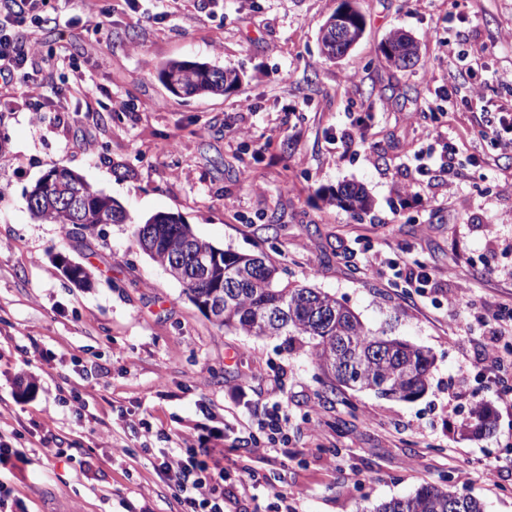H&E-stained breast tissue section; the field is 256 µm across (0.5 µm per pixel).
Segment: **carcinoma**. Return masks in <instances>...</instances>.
I'll list each match as a JSON object with an SVG mask.
<instances>
[{
    "label": "carcinoma",
    "mask_w": 512,
    "mask_h": 512,
    "mask_svg": "<svg viewBox=\"0 0 512 512\" xmlns=\"http://www.w3.org/2000/svg\"><path fill=\"white\" fill-rule=\"evenodd\" d=\"M404 51L402 33L390 35L383 54L395 68ZM160 78L170 91L179 86L194 95H222L239 84L233 69L206 62L172 60L160 69ZM74 190L82 193L85 224H98L107 219L113 224H135L134 242L142 246L144 224L161 225L160 242L151 256L156 263L170 260L182 243L188 225L176 223L173 214H157L146 223H134L130 214L115 200L106 203L84 179L62 167L49 185L35 184L31 194L43 205L30 210L31 216L43 223L60 227L63 238L76 237L71 213L53 204L56 197ZM327 203L355 213L368 210L371 201L364 189L346 183L330 192ZM224 282V320L217 326L247 336H300L312 345V359L330 377V387L372 389L382 397L411 400L428 389L433 358L423 349L398 339L373 334L360 318L334 296L305 285L285 283L280 270L267 255L260 252L224 251L221 265L212 279H190L185 293L194 298H209L214 284ZM372 512H484L480 500L467 494L450 492L442 486L427 483L414 494L394 498L376 505Z\"/></svg>",
    "instance_id": "1"
}]
</instances>
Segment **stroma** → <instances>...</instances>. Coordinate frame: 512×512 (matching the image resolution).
I'll return each instance as SVG.
<instances>
[{
	"instance_id": "stroma-1",
	"label": "stroma",
	"mask_w": 512,
	"mask_h": 512,
	"mask_svg": "<svg viewBox=\"0 0 512 512\" xmlns=\"http://www.w3.org/2000/svg\"><path fill=\"white\" fill-rule=\"evenodd\" d=\"M344 1L50 0L69 23L36 24L34 36L65 55L46 93L68 100L34 113L17 80L13 109L0 112V439L25 454L0 462L13 490L0 512H182L147 451L186 443L255 471L252 495L225 483L228 512L276 507L283 481L295 512H371L426 482L512 512V405L500 397L512 371H470L480 347L464 331L485 306L512 305V149L472 132L499 130L493 104L512 96L499 81L512 74V0H348L364 34L330 62L319 32ZM104 10L111 21L94 30ZM396 30L420 45L406 70L382 53ZM172 59L233 68L242 82L179 97L159 78ZM475 83L483 99L470 98ZM56 165L135 222L178 214L214 246L264 252L283 280L428 350L425 395L340 394L309 343L214 325L136 247L133 224L64 241L26 199ZM346 182L364 186L370 211L325 202ZM61 256L89 267L93 287H72ZM387 257L426 266V294L409 292ZM274 404L287 448L251 452L235 422L259 424ZM483 405L495 430H464Z\"/></svg>"
}]
</instances>
